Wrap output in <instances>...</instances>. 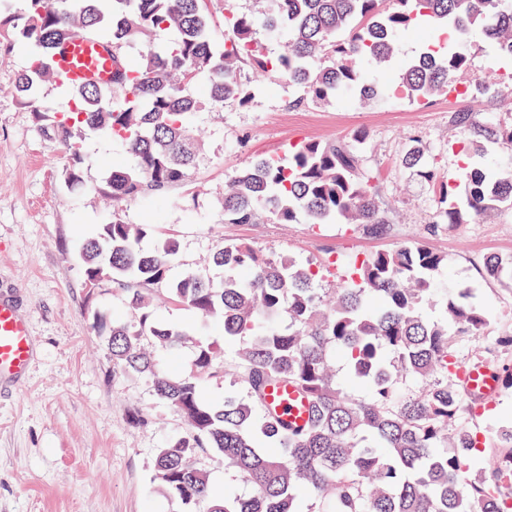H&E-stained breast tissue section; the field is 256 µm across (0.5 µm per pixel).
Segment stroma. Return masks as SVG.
I'll return each mask as SVG.
<instances>
[{
	"mask_svg": "<svg viewBox=\"0 0 512 512\" xmlns=\"http://www.w3.org/2000/svg\"><path fill=\"white\" fill-rule=\"evenodd\" d=\"M30 56L26 45L0 36V297L27 315L33 358L27 372L0 378V512H187L153 480L154 453L185 435L183 419L159 401L146 380L113 370L107 333L95 322L132 320L126 293L104 282L88 285L79 247L113 215L129 224H153L179 249L171 275L193 272L214 281L223 268L210 256L225 241L259 252L346 268L364 255L419 241L447 258L439 286L479 283L492 317L486 335L458 338L460 357L493 351L512 363V349L494 348L512 335V283L484 275L486 258L512 259V210L460 224H435L437 199L403 164L413 148L437 161L438 176L457 170L448 146L472 142L475 125H459L458 112L477 111L475 124H512V80L499 70L491 43L476 37L471 66L457 79L462 95L427 104L388 97L368 104L343 92L328 104L293 107L298 90L287 80L256 97L250 107L225 104L222 113L197 116L192 134L204 145L183 184L114 206L105 188L111 163L127 161L123 146L95 132L83 135L82 182L69 185L65 148L46 138L30 108L14 95ZM498 94L475 106L482 86ZM361 168L375 186L390 224L375 236L359 224H228L224 187L254 159L287 154L291 144L354 139ZM160 317L189 330L164 366L193 370L194 345L215 331L187 307L156 297Z\"/></svg>",
	"mask_w": 512,
	"mask_h": 512,
	"instance_id": "1",
	"label": "stroma"
}]
</instances>
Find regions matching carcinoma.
<instances>
[{
    "label": "carcinoma",
    "instance_id": "carcinoma-1",
    "mask_svg": "<svg viewBox=\"0 0 512 512\" xmlns=\"http://www.w3.org/2000/svg\"><path fill=\"white\" fill-rule=\"evenodd\" d=\"M14 2L0 0V32L10 28L35 48L16 81L17 101L32 108L44 136L70 151L72 185L83 164L77 131L124 147L131 162L112 167L106 180L117 203L189 178L202 151L189 127L201 112L249 105L263 86L248 69L269 83L286 77L318 103L343 91L373 101L385 90L364 67L390 65L412 28H448L450 44L429 42L403 67L398 92L418 104L450 93L469 69L477 34L512 58V0H259L263 23L229 9L220 43L211 38L204 0H22L17 13ZM104 31L115 50L141 46L139 59L116 71L117 88L64 81L56 61L63 44ZM160 31L175 38L156 46L151 39ZM272 34L287 43L275 57ZM47 82L67 94L69 109L36 106ZM363 138L309 140L286 159L253 161L224 192V223L364 224L383 233L389 219L354 146ZM482 154L479 145L461 147V175L446 181L420 149L406 157L420 180L439 186L438 223L460 224L512 203V168L487 164ZM153 239V225L114 216L83 244L82 271L92 286L110 281L125 290L136 311L133 324L112 322L113 366L147 378L157 399L189 424L185 436L156 449L154 480L191 512H502L512 500V425L487 441L463 424L476 402L465 393L466 366L453 347L458 337L485 335L491 317L477 285L439 291L445 256L419 242L376 251L334 287L320 288L323 268L227 241L212 257L225 271L216 288L193 272L171 279L178 243L148 246ZM484 271L512 281V260L491 257ZM160 290L222 323L221 336L196 345L191 376L160 367L145 345L173 353L188 336L150 306L149 295ZM437 307L440 315H428ZM283 316L285 330L276 325ZM338 352L348 375L369 387L368 399L343 386L333 368ZM220 375L232 383L214 405L201 381ZM278 381L309 400L305 425L268 411L266 389ZM206 454L255 493L214 494L198 464Z\"/></svg>",
    "mask_w": 512,
    "mask_h": 512
}]
</instances>
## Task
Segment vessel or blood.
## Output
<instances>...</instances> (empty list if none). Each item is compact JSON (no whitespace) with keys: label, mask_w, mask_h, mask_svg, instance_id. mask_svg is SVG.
<instances>
[{"label":"vessel or blood","mask_w":512,"mask_h":512,"mask_svg":"<svg viewBox=\"0 0 512 512\" xmlns=\"http://www.w3.org/2000/svg\"><path fill=\"white\" fill-rule=\"evenodd\" d=\"M59 65L68 83H95L108 90L118 61L98 37L81 33L66 44ZM31 357L32 342L26 319L11 302L0 298V375L21 373ZM462 381L466 390L487 398L499 388L498 379L483 369L464 373ZM267 402L277 414L295 423L307 419L308 403L294 387L282 384L272 388Z\"/></svg>","instance_id":"1"}]
</instances>
